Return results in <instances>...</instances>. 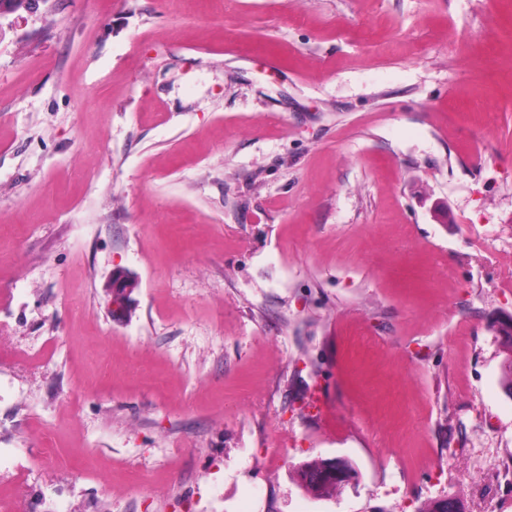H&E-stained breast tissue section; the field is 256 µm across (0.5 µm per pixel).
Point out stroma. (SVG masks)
<instances>
[{
	"label": "stroma",
	"mask_w": 512,
	"mask_h": 512,
	"mask_svg": "<svg viewBox=\"0 0 512 512\" xmlns=\"http://www.w3.org/2000/svg\"><path fill=\"white\" fill-rule=\"evenodd\" d=\"M510 313L512 0L0 17V512H512ZM137 288V282L125 271L117 270L112 275V282L109 286L111 294V308L114 315L124 314L131 304V294ZM327 460L321 459L311 462L303 463L298 468V477L301 484L315 497H326L331 492L339 489L344 478L355 477L357 474L354 466L346 460H336V466L333 468L327 467ZM324 470L325 476L316 480L315 475ZM336 471L340 473L341 477L336 479Z\"/></svg>",
	"instance_id": "obj_1"
}]
</instances>
